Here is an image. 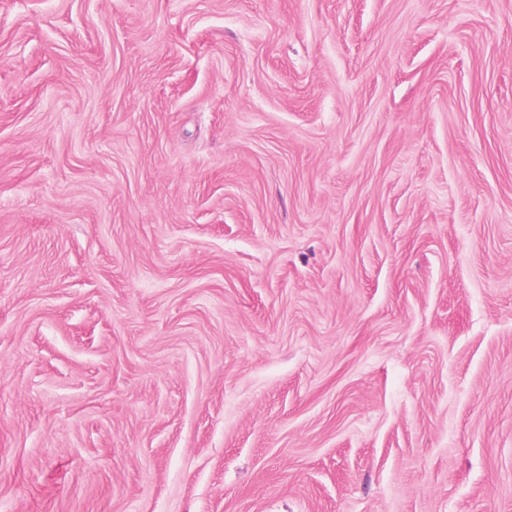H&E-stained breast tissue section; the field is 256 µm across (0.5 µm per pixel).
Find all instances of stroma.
I'll list each match as a JSON object with an SVG mask.
<instances>
[{
  "label": "stroma",
  "instance_id": "stroma-1",
  "mask_svg": "<svg viewBox=\"0 0 512 512\" xmlns=\"http://www.w3.org/2000/svg\"><path fill=\"white\" fill-rule=\"evenodd\" d=\"M0 512H512V0H0Z\"/></svg>",
  "mask_w": 512,
  "mask_h": 512
}]
</instances>
